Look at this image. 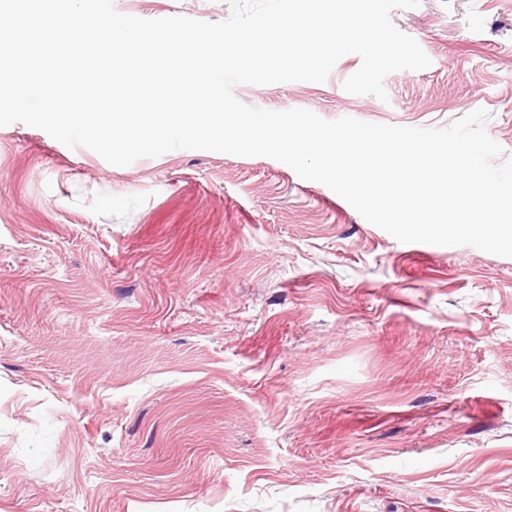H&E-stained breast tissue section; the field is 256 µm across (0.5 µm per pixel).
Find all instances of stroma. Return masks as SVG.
Listing matches in <instances>:
<instances>
[{
  "label": "stroma",
  "instance_id": "stroma-1",
  "mask_svg": "<svg viewBox=\"0 0 512 512\" xmlns=\"http://www.w3.org/2000/svg\"><path fill=\"white\" fill-rule=\"evenodd\" d=\"M221 22L229 0H114ZM431 60L242 102L512 156V0H421ZM0 512H512V258L401 243L268 157L119 167L0 127Z\"/></svg>",
  "mask_w": 512,
  "mask_h": 512
}]
</instances>
